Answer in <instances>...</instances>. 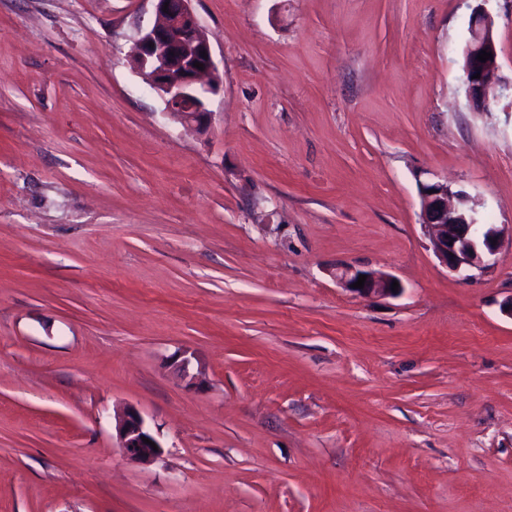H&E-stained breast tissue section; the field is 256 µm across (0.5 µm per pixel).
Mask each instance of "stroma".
<instances>
[{
	"instance_id": "35a3bbf8",
	"label": "stroma",
	"mask_w": 512,
	"mask_h": 512,
	"mask_svg": "<svg viewBox=\"0 0 512 512\" xmlns=\"http://www.w3.org/2000/svg\"><path fill=\"white\" fill-rule=\"evenodd\" d=\"M474 5L191 0L198 133L131 61L151 0H0V512H512V246L459 278L418 193L512 224V0L483 112ZM494 26L493 16L482 4L472 9L468 22L469 37L462 49V58L464 59L462 71L466 96L477 109L487 103L490 94L496 92V88L491 82L492 75L499 67ZM482 50L492 53L486 62L477 60V56ZM476 73H480V79H472ZM359 275H366V281L363 288H353L352 284L358 281ZM336 278L339 284L348 291L360 297H382L391 296L398 293L402 286L393 276L380 272L365 271L351 267L341 269ZM393 281L399 283L398 290L392 291L391 285ZM116 433L120 448H123L128 459L134 463L150 465L160 459L162 447L158 440L147 430L140 413L127 408L116 420ZM142 437L154 442L158 450L144 443Z\"/></svg>"
}]
</instances>
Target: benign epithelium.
I'll return each mask as SVG.
<instances>
[{"label":"benign epithelium","mask_w":512,"mask_h":512,"mask_svg":"<svg viewBox=\"0 0 512 512\" xmlns=\"http://www.w3.org/2000/svg\"><path fill=\"white\" fill-rule=\"evenodd\" d=\"M153 2L155 21L135 40L138 71L164 98L166 111L173 119L203 132L210 116L204 95L216 92L222 85L209 40L191 8V0ZM494 26L493 16L482 5L472 9L469 37L462 49L463 84L469 102L477 109L496 92L491 82L499 67ZM482 50L492 53L484 62L477 60ZM196 62L203 64V69L194 67ZM477 73L478 79L474 78ZM420 202L421 223L427 229L433 254L450 272L464 279L472 277L475 270L487 271L491 257L504 244H512V224L480 223L481 203L444 182L421 184ZM361 275L366 276L364 287H352ZM336 278L343 288L360 297L394 294L391 285L395 278L389 274L345 267ZM116 433L130 461L150 465L160 459L162 450L144 442L146 438L154 443L157 439L137 410L128 408L118 417Z\"/></svg>","instance_id":"obj_1"}]
</instances>
